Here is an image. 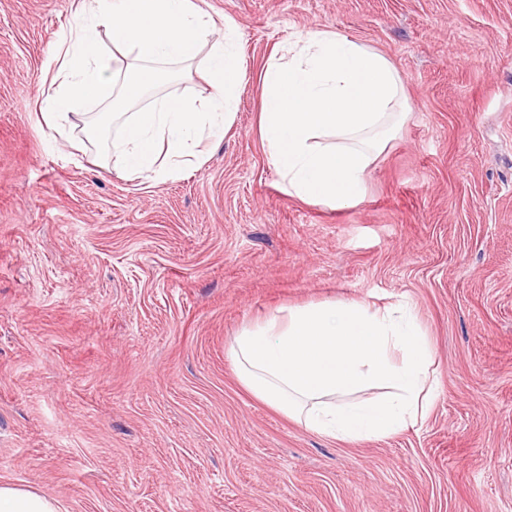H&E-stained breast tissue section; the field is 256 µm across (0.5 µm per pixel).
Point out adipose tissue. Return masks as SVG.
<instances>
[{"label": "adipose tissue", "instance_id": "adipose-tissue-1", "mask_svg": "<svg viewBox=\"0 0 512 512\" xmlns=\"http://www.w3.org/2000/svg\"><path fill=\"white\" fill-rule=\"evenodd\" d=\"M104 32L128 58L131 74L108 105L113 114L167 81L170 63H197L210 86L204 99L168 96L134 113L112 141L114 169L166 181L200 168L203 139L232 127L248 78L236 22L228 17L216 26L197 0H81L45 65L50 87L38 101L55 137L66 138L77 104L99 98L120 76L100 44ZM262 84L258 132L288 195L336 208L360 202L367 169L405 105L391 62L363 43L316 29L298 51L269 59ZM231 356L255 398L341 441L387 437L424 420L438 385L429 344L404 308H291L245 327ZM0 512L60 509L36 490L0 485Z\"/></svg>", "mask_w": 512, "mask_h": 512}]
</instances>
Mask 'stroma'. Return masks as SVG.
Instances as JSON below:
<instances>
[{"mask_svg": "<svg viewBox=\"0 0 512 512\" xmlns=\"http://www.w3.org/2000/svg\"><path fill=\"white\" fill-rule=\"evenodd\" d=\"M239 26L233 127L167 181L49 134L79 0H0V484L61 512H512V0H198ZM329 29L395 67L400 125L356 205L288 195L258 135L273 52ZM409 303L439 387L354 443L255 398L229 350L311 303Z\"/></svg>", "mask_w": 512, "mask_h": 512, "instance_id": "obj_1", "label": "stroma"}]
</instances>
